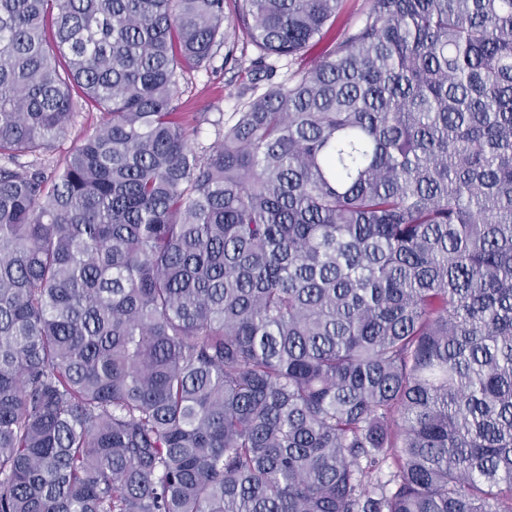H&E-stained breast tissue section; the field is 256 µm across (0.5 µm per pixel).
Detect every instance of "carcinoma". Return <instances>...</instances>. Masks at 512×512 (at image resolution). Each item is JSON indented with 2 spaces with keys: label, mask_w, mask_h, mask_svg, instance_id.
I'll return each mask as SVG.
<instances>
[{
  "label": "carcinoma",
  "mask_w": 512,
  "mask_h": 512,
  "mask_svg": "<svg viewBox=\"0 0 512 512\" xmlns=\"http://www.w3.org/2000/svg\"><path fill=\"white\" fill-rule=\"evenodd\" d=\"M343 10L0 0V512H512V0ZM227 45L214 58L209 69L193 72L188 76V85L182 98L181 111L195 114L200 120L199 140L208 145L215 140L218 129L224 122L231 120L238 105L237 90L246 74L241 72L240 64L230 60L224 64ZM98 114L96 112H83L76 119L75 124L69 130L67 138L58 144L56 150L43 157L42 162L47 168L53 169L57 164H60L66 155V152L74 145L76 141L82 136L84 130L95 125L98 121Z\"/></svg>",
  "instance_id": "1"
}]
</instances>
